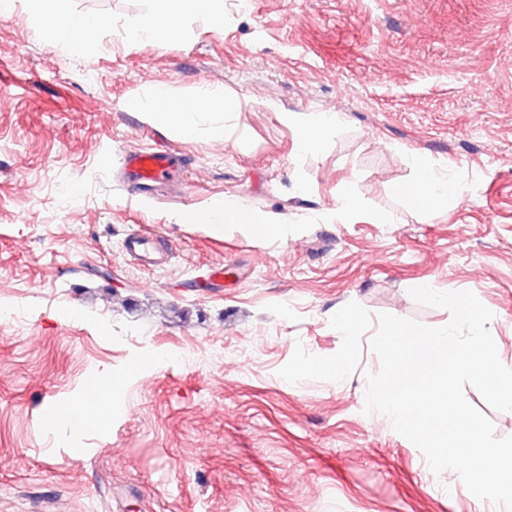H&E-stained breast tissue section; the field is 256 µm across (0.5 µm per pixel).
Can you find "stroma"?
Listing matches in <instances>:
<instances>
[{"instance_id":"stroma-1","label":"stroma","mask_w":512,"mask_h":512,"mask_svg":"<svg viewBox=\"0 0 512 512\" xmlns=\"http://www.w3.org/2000/svg\"><path fill=\"white\" fill-rule=\"evenodd\" d=\"M64 6L102 21L86 54L43 39L26 0L0 16V512H499L365 414L370 349L338 383L278 371L299 344L335 354L352 301L446 325L411 296L425 284L475 293L512 362V0H224L223 26L190 13L169 43L128 34L157 0ZM204 87L239 95L232 142L129 109ZM284 111L340 124L304 156ZM135 148L182 153L181 179L132 199ZM408 155L458 198L408 205ZM347 183L362 210L330 222ZM224 193L286 235L178 223ZM138 230L170 266L130 261ZM104 365L103 420L47 418Z\"/></svg>"}]
</instances>
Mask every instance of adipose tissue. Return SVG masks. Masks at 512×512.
Wrapping results in <instances>:
<instances>
[{"mask_svg": "<svg viewBox=\"0 0 512 512\" xmlns=\"http://www.w3.org/2000/svg\"><path fill=\"white\" fill-rule=\"evenodd\" d=\"M30 2L45 38L63 42L70 51L86 52L91 33L100 25L97 18L72 15L56 7L55 0ZM183 27L181 8L165 5L135 21L130 34L136 39L166 41L179 38ZM239 105L237 95L218 87L204 89L190 98H178L158 89L140 103L139 109L149 122L178 136L193 139L207 134L228 141L233 129L226 118ZM282 118L294 128L299 148L306 155L317 153L324 135L338 123L335 114L328 112H286ZM412 167L413 179L397 187L399 196L410 205L424 210L443 208L458 194L459 185L447 168L417 160ZM179 221L205 225L215 235L223 234L230 224L246 225L253 236L264 240L284 233V225L276 215L243 209L238 198L228 194L212 197L202 208L185 210Z\"/></svg>", "mask_w": 512, "mask_h": 512, "instance_id": "adipose-tissue-1", "label": "adipose tissue"}]
</instances>
